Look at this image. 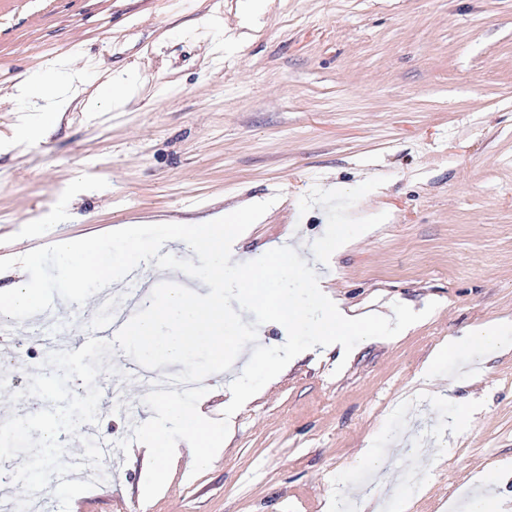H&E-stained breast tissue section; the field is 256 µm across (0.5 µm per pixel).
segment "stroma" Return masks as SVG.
I'll return each mask as SVG.
<instances>
[{"mask_svg":"<svg viewBox=\"0 0 512 512\" xmlns=\"http://www.w3.org/2000/svg\"><path fill=\"white\" fill-rule=\"evenodd\" d=\"M240 4L221 3L228 47L210 0H0V90L58 55L85 92L123 72L139 89L119 109L74 102L20 149L0 103V250L272 197L238 260L299 242L350 315L437 307L348 359L290 365L237 411L220 456L193 477L174 459L151 501L145 447L116 451L118 479L70 512H343L362 471L397 502L460 489L456 512L480 493L512 512V0H262L251 18ZM102 316L58 309L54 336H90ZM485 324L502 344L471 343Z\"/></svg>","mask_w":512,"mask_h":512,"instance_id":"35a3bbf8","label":"stroma"}]
</instances>
